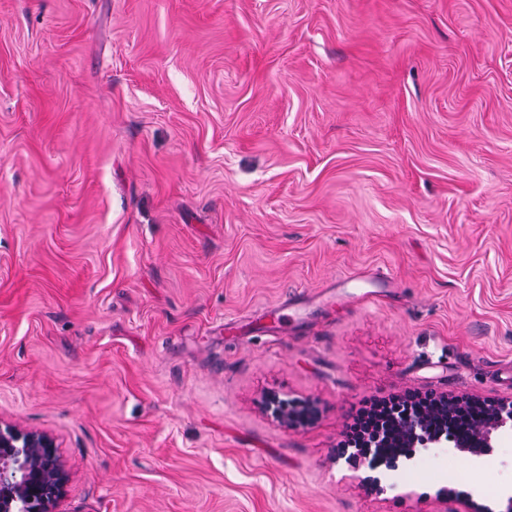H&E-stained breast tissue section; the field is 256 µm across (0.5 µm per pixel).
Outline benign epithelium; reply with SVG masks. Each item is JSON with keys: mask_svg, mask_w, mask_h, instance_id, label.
Masks as SVG:
<instances>
[{"mask_svg": "<svg viewBox=\"0 0 512 512\" xmlns=\"http://www.w3.org/2000/svg\"><path fill=\"white\" fill-rule=\"evenodd\" d=\"M426 400L422 414L404 416L394 422L401 438L395 446L413 448L417 441L427 444L437 438L436 430L466 412L475 398L446 392L416 394ZM280 397L268 392L261 399L264 410L271 412L283 427L293 426L288 410L279 409ZM474 434L455 444L465 456L480 455L493 447L503 434L512 433V400H494L484 404V411L471 419ZM336 460H343L357 471L362 462L356 451L340 444ZM68 484V474L57 451L53 435L41 430H22L0 420V512H56Z\"/></svg>", "mask_w": 512, "mask_h": 512, "instance_id": "benign-epithelium-1", "label": "benign epithelium"}]
</instances>
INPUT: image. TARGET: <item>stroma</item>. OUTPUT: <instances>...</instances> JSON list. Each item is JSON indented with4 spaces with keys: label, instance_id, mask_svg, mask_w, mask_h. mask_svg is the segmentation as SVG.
I'll return each instance as SVG.
<instances>
[{
    "label": "stroma",
    "instance_id": "1",
    "mask_svg": "<svg viewBox=\"0 0 512 512\" xmlns=\"http://www.w3.org/2000/svg\"><path fill=\"white\" fill-rule=\"evenodd\" d=\"M428 389L512 397V0H0V419L57 512H503L512 436L335 460ZM362 407L354 423L347 426L345 432L344 444H338L336 448V461L343 460L348 467L358 471L362 462L355 449L359 448L363 453H367L380 437L382 440L389 439L391 436L390 420L393 416H400L405 413H415L421 405V402L414 398L404 399L391 397L389 399L375 400L370 405L368 402ZM352 445L348 448L346 445Z\"/></svg>",
    "mask_w": 512,
    "mask_h": 512
}]
</instances>
